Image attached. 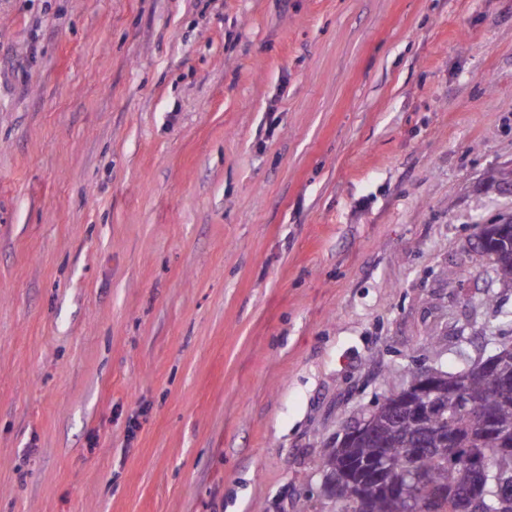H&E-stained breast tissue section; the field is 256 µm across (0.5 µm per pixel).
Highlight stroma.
<instances>
[{"label": "stroma", "mask_w": 512, "mask_h": 512, "mask_svg": "<svg viewBox=\"0 0 512 512\" xmlns=\"http://www.w3.org/2000/svg\"><path fill=\"white\" fill-rule=\"evenodd\" d=\"M510 165L512 0H0V512H334ZM370 411V408L361 410L343 428L342 432L336 437V448H333L336 453H341L344 448H350L359 438L372 431L375 422Z\"/></svg>", "instance_id": "stroma-1"}]
</instances>
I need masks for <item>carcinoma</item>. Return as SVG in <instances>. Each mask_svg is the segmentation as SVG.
<instances>
[{
  "label": "carcinoma",
  "instance_id": "1",
  "mask_svg": "<svg viewBox=\"0 0 512 512\" xmlns=\"http://www.w3.org/2000/svg\"><path fill=\"white\" fill-rule=\"evenodd\" d=\"M497 354L500 375L509 387L495 388L486 373L473 365L463 370L465 381L458 394L471 408L492 409V425L486 428L469 414L460 412L448 422L456 435L452 445L447 444L445 428L431 420L418 423L409 414L395 415L386 395L375 402L377 426L349 455L353 463L352 481L339 487L336 512H356L360 487L370 500V512H425V490L411 477V469L417 466L424 470L429 483L448 490L443 512H454L459 493L475 481L477 464H482L492 475L504 469L512 472V458L507 459L498 451L502 437L512 440V348L503 347ZM420 438L433 448L448 449V454L416 463L408 456V448ZM380 453L393 461L394 477L398 481L395 498L388 497L385 486L362 467Z\"/></svg>",
  "mask_w": 512,
  "mask_h": 512
}]
</instances>
